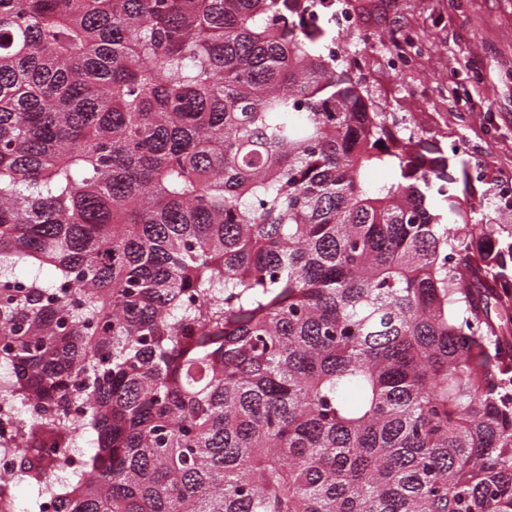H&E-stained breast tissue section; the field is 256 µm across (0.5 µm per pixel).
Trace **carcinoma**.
<instances>
[{"label":"carcinoma","instance_id":"obj_1","mask_svg":"<svg viewBox=\"0 0 512 512\" xmlns=\"http://www.w3.org/2000/svg\"><path fill=\"white\" fill-rule=\"evenodd\" d=\"M317 8L0 0V512H512V234Z\"/></svg>","mask_w":512,"mask_h":512}]
</instances>
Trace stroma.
Instances as JSON below:
<instances>
[{"mask_svg":"<svg viewBox=\"0 0 512 512\" xmlns=\"http://www.w3.org/2000/svg\"><path fill=\"white\" fill-rule=\"evenodd\" d=\"M350 2L357 27L338 37L350 75L421 136L465 142L466 160L484 172L475 194L490 223L512 228V213L491 203L499 184H512V0ZM395 54L411 56L412 67L391 70Z\"/></svg>","mask_w":512,"mask_h":512,"instance_id":"35a3bbf8","label":"stroma"}]
</instances>
